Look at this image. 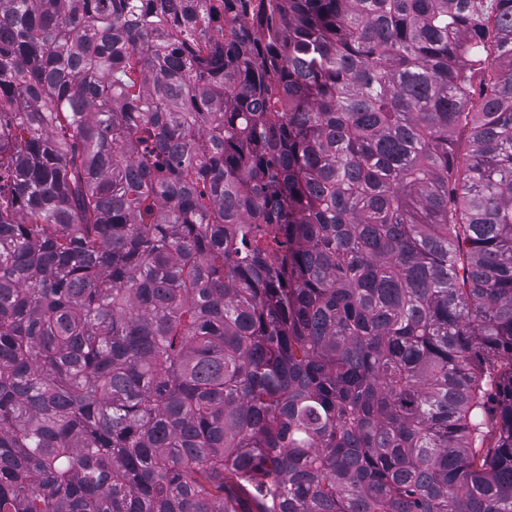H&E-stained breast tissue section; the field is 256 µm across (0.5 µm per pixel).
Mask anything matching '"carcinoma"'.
Listing matches in <instances>:
<instances>
[{
  "instance_id": "1",
  "label": "carcinoma",
  "mask_w": 512,
  "mask_h": 512,
  "mask_svg": "<svg viewBox=\"0 0 512 512\" xmlns=\"http://www.w3.org/2000/svg\"><path fill=\"white\" fill-rule=\"evenodd\" d=\"M0 512H512V0H0Z\"/></svg>"
}]
</instances>
